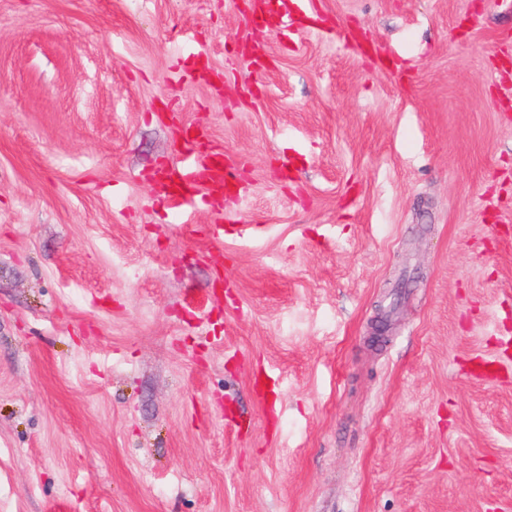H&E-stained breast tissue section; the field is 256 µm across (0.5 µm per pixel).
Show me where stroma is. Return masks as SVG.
I'll return each mask as SVG.
<instances>
[{
    "instance_id": "35a3bbf8",
    "label": "stroma",
    "mask_w": 512,
    "mask_h": 512,
    "mask_svg": "<svg viewBox=\"0 0 512 512\" xmlns=\"http://www.w3.org/2000/svg\"><path fill=\"white\" fill-rule=\"evenodd\" d=\"M307 2L0 0V512H512V0ZM184 149L190 151L195 158L192 175L188 176L184 169L172 166L166 167L158 177L171 212H181L188 200L196 196L202 188L210 190L238 181L236 173L224 164V159L214 153L212 148L199 150L198 147L187 145ZM219 159L221 163L217 164ZM174 184L184 187V190H173Z\"/></svg>"
}]
</instances>
